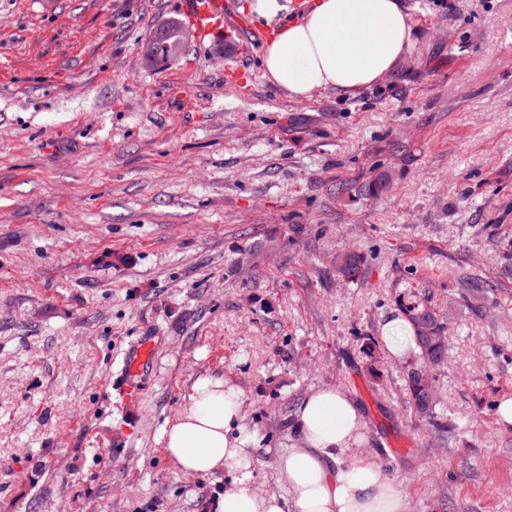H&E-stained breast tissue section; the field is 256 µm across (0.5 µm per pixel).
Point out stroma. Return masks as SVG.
<instances>
[{"label":"stroma","mask_w":512,"mask_h":512,"mask_svg":"<svg viewBox=\"0 0 512 512\" xmlns=\"http://www.w3.org/2000/svg\"><path fill=\"white\" fill-rule=\"evenodd\" d=\"M182 3L0 0V512H213L223 479L162 438L210 375L242 390L269 491L293 407L337 388L408 512H512V0H404L398 71L306 101L265 79L253 18L147 69ZM415 299L448 319L449 443L410 404ZM141 336L125 405L108 383ZM364 257L358 253H343L336 259V273L347 281H357L362 274ZM157 343L150 336H142L125 353L119 372L109 383L123 403L139 400L145 391L143 375L149 368L157 351Z\"/></svg>","instance_id":"obj_1"}]
</instances>
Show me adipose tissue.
Instances as JSON below:
<instances>
[{"label": "adipose tissue", "instance_id": "adipose-tissue-1", "mask_svg": "<svg viewBox=\"0 0 512 512\" xmlns=\"http://www.w3.org/2000/svg\"><path fill=\"white\" fill-rule=\"evenodd\" d=\"M291 0H252L256 20L274 25L262 64L265 77L300 100L317 91L353 96L394 73L412 42L403 0H313L289 18ZM243 393L221 377L194 383L164 451L194 476L227 475L214 512H406L407 497L372 456L355 453L366 423L352 398L317 389L291 415L296 444L279 454L282 493L253 480L256 439L241 426Z\"/></svg>", "mask_w": 512, "mask_h": 512}]
</instances>
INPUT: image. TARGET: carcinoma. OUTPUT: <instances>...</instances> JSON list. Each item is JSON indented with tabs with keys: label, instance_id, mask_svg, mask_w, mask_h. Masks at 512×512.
<instances>
[{
	"label": "carcinoma",
	"instance_id": "cac0c4a2",
	"mask_svg": "<svg viewBox=\"0 0 512 512\" xmlns=\"http://www.w3.org/2000/svg\"><path fill=\"white\" fill-rule=\"evenodd\" d=\"M164 45L160 48L162 59L154 69L163 70L178 60L187 49L183 40L185 24L177 19L164 22ZM364 257L358 253H343L336 259V273L347 281H356L362 274ZM402 312L409 325L419 367L407 375V387L412 409L421 417L435 418L441 403V393L425 370L435 369L448 358L447 318L435 307L421 299L402 305Z\"/></svg>",
	"mask_w": 512,
	"mask_h": 512
}]
</instances>
